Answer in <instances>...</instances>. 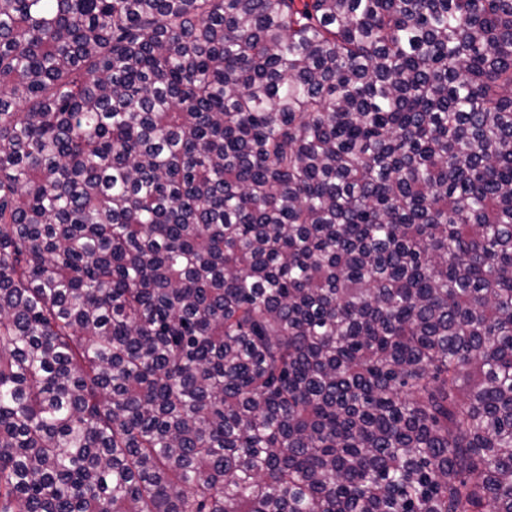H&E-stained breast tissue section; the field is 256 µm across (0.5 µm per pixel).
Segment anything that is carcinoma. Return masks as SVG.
Wrapping results in <instances>:
<instances>
[{
  "label": "carcinoma",
  "instance_id": "cac0c4a2",
  "mask_svg": "<svg viewBox=\"0 0 512 512\" xmlns=\"http://www.w3.org/2000/svg\"><path fill=\"white\" fill-rule=\"evenodd\" d=\"M0 512H512V0H0Z\"/></svg>",
  "mask_w": 512,
  "mask_h": 512
}]
</instances>
